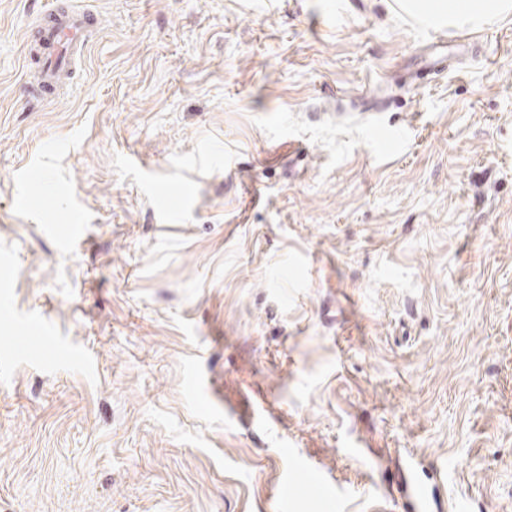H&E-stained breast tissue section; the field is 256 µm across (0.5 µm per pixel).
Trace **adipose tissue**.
<instances>
[{
  "mask_svg": "<svg viewBox=\"0 0 512 512\" xmlns=\"http://www.w3.org/2000/svg\"><path fill=\"white\" fill-rule=\"evenodd\" d=\"M399 6L428 24L484 27L512 15V0H400Z\"/></svg>",
  "mask_w": 512,
  "mask_h": 512,
  "instance_id": "ef3b65f1",
  "label": "adipose tissue"
}]
</instances>
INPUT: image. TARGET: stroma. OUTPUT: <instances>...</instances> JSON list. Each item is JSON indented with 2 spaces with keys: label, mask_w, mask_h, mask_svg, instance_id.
<instances>
[{
  "label": "stroma",
  "mask_w": 512,
  "mask_h": 512,
  "mask_svg": "<svg viewBox=\"0 0 512 512\" xmlns=\"http://www.w3.org/2000/svg\"><path fill=\"white\" fill-rule=\"evenodd\" d=\"M51 2L0 0V512H277L307 463L288 512H384L405 451L512 512V18L96 0L30 105ZM32 22L27 52L37 59L33 81L26 85L29 100L54 101L65 93L72 68L84 58L100 28V15L85 0L54 1Z\"/></svg>",
  "instance_id": "obj_1"
}]
</instances>
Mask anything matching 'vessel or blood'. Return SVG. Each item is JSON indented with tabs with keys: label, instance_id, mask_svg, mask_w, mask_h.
I'll return each instance as SVG.
<instances>
[{
	"label": "vessel or blood",
	"instance_id": "b4317fda",
	"mask_svg": "<svg viewBox=\"0 0 512 512\" xmlns=\"http://www.w3.org/2000/svg\"><path fill=\"white\" fill-rule=\"evenodd\" d=\"M100 28L98 12L80 0H56L32 22L27 36V52L35 58L34 78L27 85L29 99L50 102L62 96L72 68L93 44ZM417 463L404 467L407 498L413 512H429V488L416 476Z\"/></svg>",
	"mask_w": 512,
	"mask_h": 512
}]
</instances>
